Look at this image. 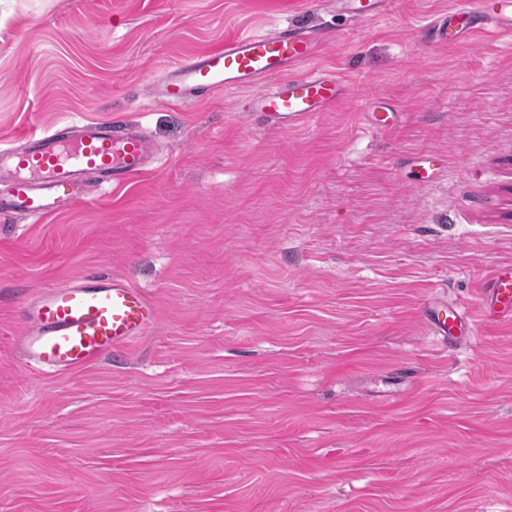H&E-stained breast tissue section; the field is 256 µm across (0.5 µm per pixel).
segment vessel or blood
Instances as JSON below:
<instances>
[{
  "mask_svg": "<svg viewBox=\"0 0 512 512\" xmlns=\"http://www.w3.org/2000/svg\"><path fill=\"white\" fill-rule=\"evenodd\" d=\"M358 21L390 10L392 0H330ZM434 28L443 44L479 32L512 35V0H457ZM324 36L300 25L253 32L191 54L168 68L150 89L154 98L181 106L203 93L249 91L246 109L285 129L327 110L344 85L335 72L314 67ZM153 142L138 128L76 122L62 130L25 133L20 145L0 146V217L42 220L82 203L90 192L131 184L155 161ZM485 325L512 326V267L494 269L480 288ZM146 293L119 277L95 275L41 289L18 345L29 365L50 374L72 372L126 347L155 323ZM436 333L454 337L472 326L467 312L431 306Z\"/></svg>",
  "mask_w": 512,
  "mask_h": 512,
  "instance_id": "vessel-or-blood-1",
  "label": "vessel or blood"
}]
</instances>
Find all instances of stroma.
I'll return each mask as SVG.
<instances>
[{
	"instance_id": "35a3bbf8",
	"label": "stroma",
	"mask_w": 512,
	"mask_h": 512,
	"mask_svg": "<svg viewBox=\"0 0 512 512\" xmlns=\"http://www.w3.org/2000/svg\"><path fill=\"white\" fill-rule=\"evenodd\" d=\"M453 7L0 0V141L112 121L160 155L0 238V512H512V327L445 342L423 318L435 299L477 314L512 264V37L438 43ZM297 22L348 85L312 120L268 124L245 90L147 91ZM98 271L156 323L90 367L33 370L16 338L36 293ZM328 4L336 7V11L348 12L355 20L362 21L390 10L392 0H331Z\"/></svg>"
}]
</instances>
